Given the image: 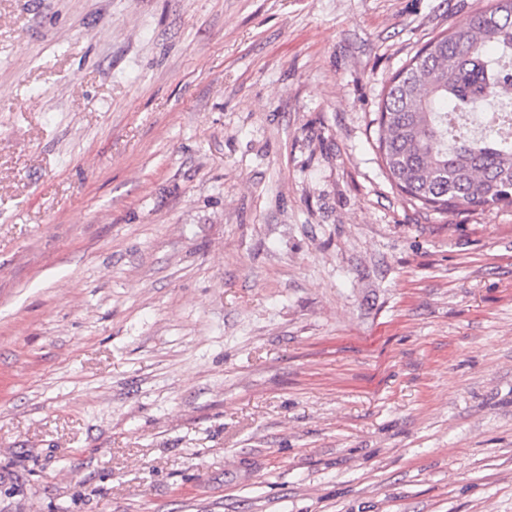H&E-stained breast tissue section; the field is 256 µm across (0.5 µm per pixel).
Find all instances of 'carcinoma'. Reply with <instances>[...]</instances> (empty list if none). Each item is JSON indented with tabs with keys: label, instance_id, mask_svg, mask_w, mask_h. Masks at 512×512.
I'll return each mask as SVG.
<instances>
[{
	"label": "carcinoma",
	"instance_id": "carcinoma-1",
	"mask_svg": "<svg viewBox=\"0 0 512 512\" xmlns=\"http://www.w3.org/2000/svg\"><path fill=\"white\" fill-rule=\"evenodd\" d=\"M512 0H488L389 79L376 147L411 204L446 214L512 207Z\"/></svg>",
	"mask_w": 512,
	"mask_h": 512
}]
</instances>
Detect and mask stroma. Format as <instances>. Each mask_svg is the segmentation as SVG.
<instances>
[{"label": "stroma", "mask_w": 512, "mask_h": 512, "mask_svg": "<svg viewBox=\"0 0 512 512\" xmlns=\"http://www.w3.org/2000/svg\"><path fill=\"white\" fill-rule=\"evenodd\" d=\"M478 5L0 0V512H512V207L374 147Z\"/></svg>", "instance_id": "obj_1"}]
</instances>
